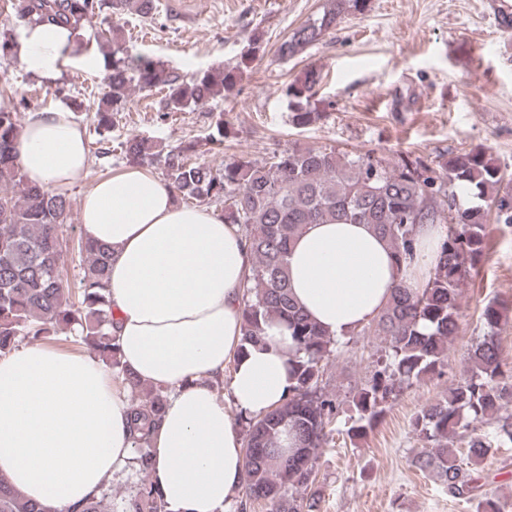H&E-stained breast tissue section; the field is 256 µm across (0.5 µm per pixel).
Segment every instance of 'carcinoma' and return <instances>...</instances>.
<instances>
[{"label":"carcinoma","mask_w":512,"mask_h":512,"mask_svg":"<svg viewBox=\"0 0 512 512\" xmlns=\"http://www.w3.org/2000/svg\"><path fill=\"white\" fill-rule=\"evenodd\" d=\"M103 7L118 19L130 8L152 10V0H16L15 18L27 24H63L74 30ZM366 0H332L324 13L297 28L281 43L279 54L294 57L336 27L351 12H362ZM112 38V68L105 80L109 92L94 113L99 133H108L134 89H167L165 118L192 112L222 99L237 86L252 57L261 51L258 39L231 69L197 75L189 83L157 62L135 65L118 57L120 29L104 31ZM320 72L308 69L284 87L292 123L308 126L320 118L311 98ZM23 128L21 112L0 106V356L38 340L63 341L90 352L109 370L113 381L131 394L128 428L133 440L130 468L143 476L137 490L122 501L120 512H166L151 480V441L158 431L167 389L141 382L121 361L114 323L105 295L110 252L101 244L68 233L69 200L27 181L19 159ZM235 134L218 113L214 131L177 147L148 137L120 143L126 160L158 168L176 195L221 207L220 217L235 224L252 254L242 295V340L238 353L263 340L266 326L286 325L292 346L288 396L271 410L239 418L243 433L246 481L241 512L255 502L267 512H321L322 492L316 463L329 438V426L343 405L355 416L345 429L352 440L374 430L387 405L413 382L435 373L447 358L448 343L458 331L459 298L478 273L488 246L487 214L464 206L458 192L487 202L497 222L512 223V187L485 151L474 149L424 159L377 150H349L336 145L295 146L264 162L246 156L224 161L216 169L198 156L224 145ZM370 224L387 240L401 267L414 257L418 229L439 224L444 230L439 264L422 284L396 286L381 313L356 332L382 336L369 381L347 400L322 385L324 361L349 346L311 323L293 302L287 259L292 241L308 224ZM79 258L75 281L68 279L65 257ZM504 306L488 303L482 311L487 332L472 345L467 375L448 397L424 406L414 417V431L432 442L414 458L415 466L440 479L448 493L477 501L476 512H506V504L481 492L479 478L465 469L448 438L463 419L480 424L502 411L494 439L470 437L468 457L478 460L492 445L512 444V373L502 370L497 329ZM0 512H47L24 497L0 474Z\"/></svg>","instance_id":"carcinoma-1"}]
</instances>
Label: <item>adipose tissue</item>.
<instances>
[{
	"label": "adipose tissue",
	"mask_w": 512,
	"mask_h": 512,
	"mask_svg": "<svg viewBox=\"0 0 512 512\" xmlns=\"http://www.w3.org/2000/svg\"><path fill=\"white\" fill-rule=\"evenodd\" d=\"M72 29L26 27L14 50L32 77L55 82ZM27 179L47 190L80 182L89 150L66 109L28 113L20 143ZM85 237L109 247L106 296L123 363L170 391L151 448L168 512H236L246 479L235 412H266L288 394L286 327L238 354L241 299L252 259L235 225L180 203L138 169L98 180L81 201ZM440 229L426 224L410 266L367 224H310L288 256L291 291L331 337L374 320L399 282L438 263ZM232 374H225L226 362ZM230 382V401L216 384ZM126 393L92 354L19 347L0 358V473L49 512L97 497L128 468Z\"/></svg>",
	"instance_id": "obj_1"
}]
</instances>
